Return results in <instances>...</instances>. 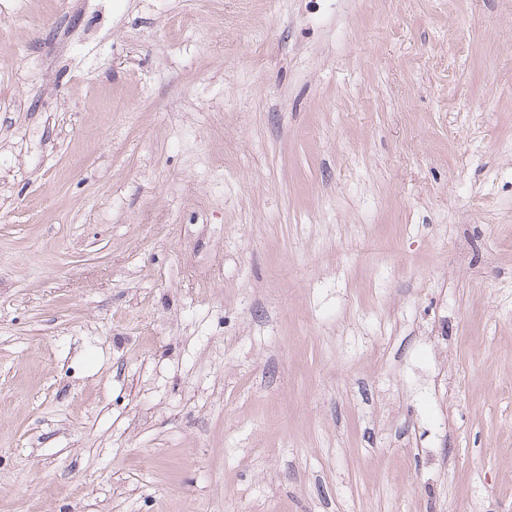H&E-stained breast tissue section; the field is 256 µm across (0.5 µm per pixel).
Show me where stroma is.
Masks as SVG:
<instances>
[{"instance_id": "1", "label": "stroma", "mask_w": 512, "mask_h": 512, "mask_svg": "<svg viewBox=\"0 0 512 512\" xmlns=\"http://www.w3.org/2000/svg\"><path fill=\"white\" fill-rule=\"evenodd\" d=\"M0 512H512V0H0Z\"/></svg>"}]
</instances>
